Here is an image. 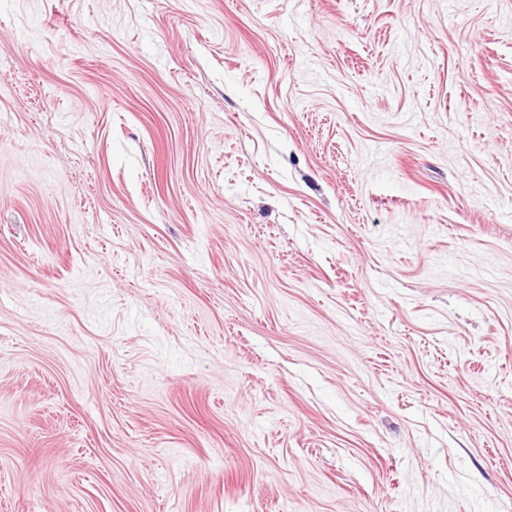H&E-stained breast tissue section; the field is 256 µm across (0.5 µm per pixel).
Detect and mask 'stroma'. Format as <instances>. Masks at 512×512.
Wrapping results in <instances>:
<instances>
[{"label": "stroma", "mask_w": 512, "mask_h": 512, "mask_svg": "<svg viewBox=\"0 0 512 512\" xmlns=\"http://www.w3.org/2000/svg\"><path fill=\"white\" fill-rule=\"evenodd\" d=\"M0 512H512V0H0Z\"/></svg>", "instance_id": "1"}]
</instances>
